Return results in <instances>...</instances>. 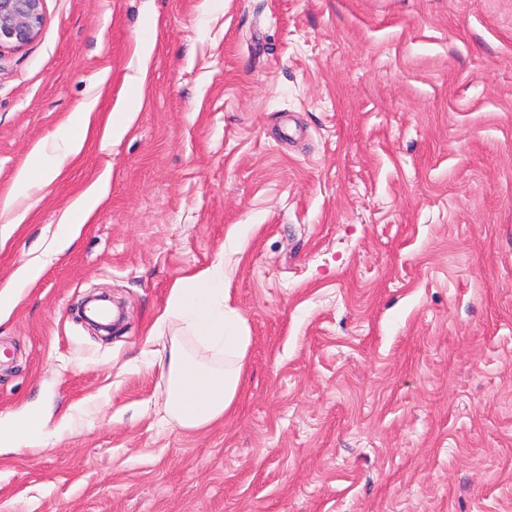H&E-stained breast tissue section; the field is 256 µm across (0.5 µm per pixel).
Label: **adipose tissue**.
I'll return each mask as SVG.
<instances>
[{
    "mask_svg": "<svg viewBox=\"0 0 512 512\" xmlns=\"http://www.w3.org/2000/svg\"><path fill=\"white\" fill-rule=\"evenodd\" d=\"M96 98L86 100L70 124L48 138L32 155L28 167L17 175L20 191L0 207V226L15 227L26 221L30 199L54 182L67 163L79 156L95 131L92 116ZM106 182L88 188L61 215L60 232L49 245V254L61 253L105 200ZM177 324L175 335H166L168 324ZM153 336L160 341L152 360L168 381L161 418L186 429H198L223 418L232 407L243 377L250 344L244 319L231 306V294L224 286V265L211 267L178 280L170 291L166 307L158 318ZM199 341L186 344V337ZM50 435L38 413L23 421L0 424V445L42 447Z\"/></svg>",
    "mask_w": 512,
    "mask_h": 512,
    "instance_id": "obj_1",
    "label": "adipose tissue"
}]
</instances>
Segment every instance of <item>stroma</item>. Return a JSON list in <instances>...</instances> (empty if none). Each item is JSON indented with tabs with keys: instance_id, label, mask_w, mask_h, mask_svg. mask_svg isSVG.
I'll use <instances>...</instances> for the list:
<instances>
[{
	"instance_id": "obj_1",
	"label": "stroma",
	"mask_w": 512,
	"mask_h": 512,
	"mask_svg": "<svg viewBox=\"0 0 512 512\" xmlns=\"http://www.w3.org/2000/svg\"><path fill=\"white\" fill-rule=\"evenodd\" d=\"M0 53V203L98 99L0 240V288L103 204L0 321V512H512V0H45ZM151 39L146 67L137 37ZM224 264L251 342L223 421L158 423L172 286ZM109 293L111 338L80 320ZM69 424H62L65 409ZM98 99L86 100L67 126L48 138L32 155L28 167L17 175L20 192L0 209V236L5 228L23 224L29 214V200L63 173L67 163L79 156L88 137L96 133L92 116ZM134 112L132 107L125 106L111 112L108 121L102 131V137L117 138L123 135L133 119ZM107 195V183L100 181L97 185L88 188L79 196L72 205L61 215L58 224L61 231L51 241L48 252L41 256L30 258L22 263L14 274L12 282L5 288H12L9 291L0 292V315L13 308L18 299L16 288H25L27 284L34 281L46 260L44 257L61 253L72 238L79 231L82 224H86L91 214L105 200ZM44 422L37 412L29 414L21 422L0 423V445L21 447H43L51 435L44 430Z\"/></svg>"
}]
</instances>
